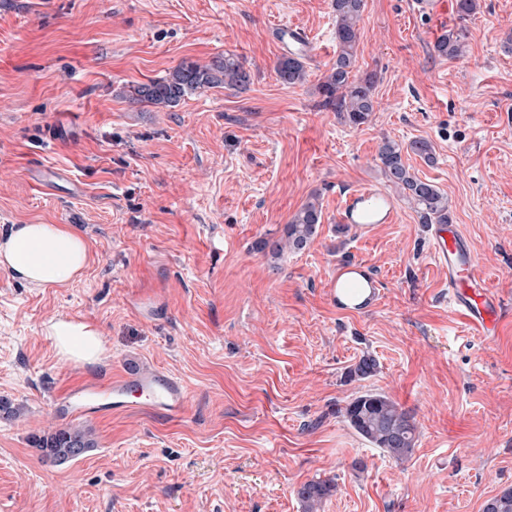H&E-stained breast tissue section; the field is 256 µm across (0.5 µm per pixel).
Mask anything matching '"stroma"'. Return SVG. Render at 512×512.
<instances>
[{"label":"stroma","instance_id":"stroma-1","mask_svg":"<svg viewBox=\"0 0 512 512\" xmlns=\"http://www.w3.org/2000/svg\"><path fill=\"white\" fill-rule=\"evenodd\" d=\"M411 0H365L357 72L376 110L353 127L322 105L336 59L331 0H0V234L69 224L91 261L82 279L33 288L0 271V512H302L297 489L330 479L320 512H483L512 488V0H479L459 21ZM315 47L307 81L283 85L273 30ZM464 26L466 53L436 39ZM237 55L252 81L176 107L125 92L182 61ZM452 205L491 290L508 305L495 335L448 313V273L407 201L392 224L338 233L337 195L385 185L383 139ZM322 223L302 251L270 260L261 240L310 196ZM357 262L380 288L351 312L328 292ZM95 323L105 350L86 370L61 359L47 324ZM375 375L348 379L363 354ZM146 367L188 388L171 420L146 409L81 420L97 446L57 464L33 435L66 427L50 404ZM382 392L413 416L395 462L346 423ZM274 34L278 41H286L291 45L299 46L303 53L314 51L309 38L295 25L280 26L275 29Z\"/></svg>","mask_w":512,"mask_h":512}]
</instances>
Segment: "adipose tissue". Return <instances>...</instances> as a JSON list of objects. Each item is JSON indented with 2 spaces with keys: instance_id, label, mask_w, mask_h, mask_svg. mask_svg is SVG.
Returning <instances> with one entry per match:
<instances>
[{
  "instance_id": "ef3b65f1",
  "label": "adipose tissue",
  "mask_w": 512,
  "mask_h": 512,
  "mask_svg": "<svg viewBox=\"0 0 512 512\" xmlns=\"http://www.w3.org/2000/svg\"><path fill=\"white\" fill-rule=\"evenodd\" d=\"M90 264L84 238L67 224H17L0 237V270L35 288L62 287ZM58 355L74 365H97L104 348L100 329L84 320L58 318L46 328Z\"/></svg>"
}]
</instances>
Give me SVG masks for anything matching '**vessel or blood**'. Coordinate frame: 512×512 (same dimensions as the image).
<instances>
[{
    "instance_id": "vessel-or-blood-1",
    "label": "vessel or blood",
    "mask_w": 512,
    "mask_h": 512,
    "mask_svg": "<svg viewBox=\"0 0 512 512\" xmlns=\"http://www.w3.org/2000/svg\"><path fill=\"white\" fill-rule=\"evenodd\" d=\"M277 40L297 46L308 53L313 45L297 26L275 29ZM398 205L381 187L369 184L350 190L341 199L339 221L359 230L375 224H390L396 219ZM430 245L436 264L448 271V310L478 336L495 331L502 315L500 299L490 290L476 254L459 224H435L430 228ZM188 402L186 385L160 371H142L107 383H91L68 394L56 405L64 415L125 411L148 406L165 417L184 416Z\"/></svg>"
}]
</instances>
